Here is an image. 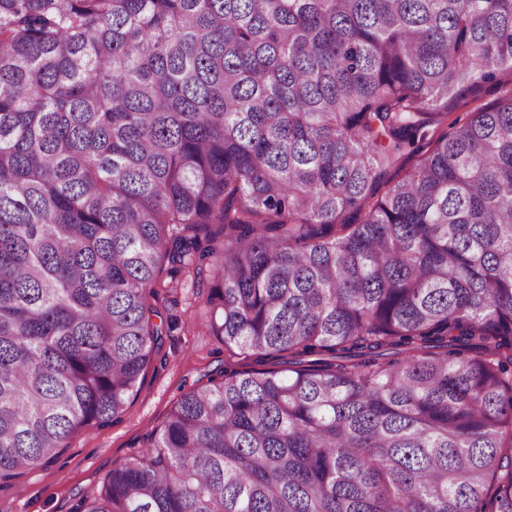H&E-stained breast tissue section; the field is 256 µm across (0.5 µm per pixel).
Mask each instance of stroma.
I'll return each mask as SVG.
<instances>
[{
  "label": "stroma",
  "instance_id": "1",
  "mask_svg": "<svg viewBox=\"0 0 512 512\" xmlns=\"http://www.w3.org/2000/svg\"><path fill=\"white\" fill-rule=\"evenodd\" d=\"M512 89V67H497L489 81H482L458 97L438 103L445 123L465 121L471 112L492 103ZM163 288L151 304L175 327L163 338L162 348L147 369L126 410L104 426L81 429L51 464L36 467L20 486L0 489V512H69L82 495L97 493L108 473L149 446L179 396L227 366L269 368L272 357L234 354L206 330V289L193 287L185 274H162Z\"/></svg>",
  "mask_w": 512,
  "mask_h": 512
}]
</instances>
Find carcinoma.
I'll return each mask as SVG.
<instances>
[{
  "instance_id": "1",
  "label": "carcinoma",
  "mask_w": 512,
  "mask_h": 512,
  "mask_svg": "<svg viewBox=\"0 0 512 512\" xmlns=\"http://www.w3.org/2000/svg\"><path fill=\"white\" fill-rule=\"evenodd\" d=\"M505 63L512 0H0V487L126 410L169 264L281 368L71 512H512V91L427 121Z\"/></svg>"
}]
</instances>
